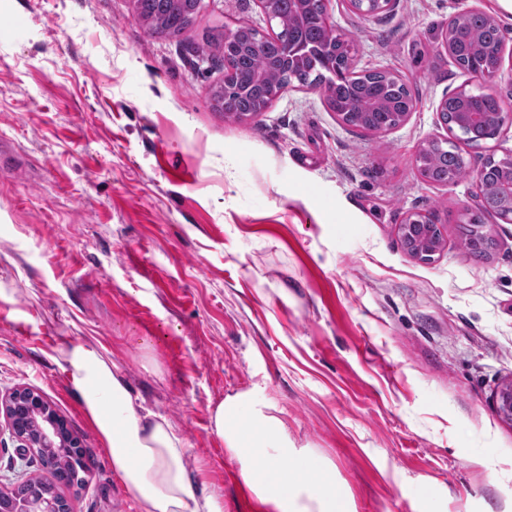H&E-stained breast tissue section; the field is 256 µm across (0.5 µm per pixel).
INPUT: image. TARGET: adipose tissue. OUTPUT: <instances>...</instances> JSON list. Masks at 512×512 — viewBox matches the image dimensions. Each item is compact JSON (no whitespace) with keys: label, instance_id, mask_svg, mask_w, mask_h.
I'll list each match as a JSON object with an SVG mask.
<instances>
[{"label":"adipose tissue","instance_id":"1","mask_svg":"<svg viewBox=\"0 0 512 512\" xmlns=\"http://www.w3.org/2000/svg\"><path fill=\"white\" fill-rule=\"evenodd\" d=\"M58 365L79 393L138 512H224L222 500L200 489L185 463L182 438L166 417L136 405L117 365L93 346L60 350ZM249 427L239 430L235 417ZM213 433L243 459L240 479L272 512H345L336 477L324 468L290 469L288 433L279 418L256 407L249 394L219 401L210 410Z\"/></svg>","mask_w":512,"mask_h":512}]
</instances>
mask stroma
Listing matches in <instances>:
<instances>
[{
    "mask_svg": "<svg viewBox=\"0 0 512 512\" xmlns=\"http://www.w3.org/2000/svg\"><path fill=\"white\" fill-rule=\"evenodd\" d=\"M500 20L491 92L512 113V13L495 0H400L374 18L329 0L355 71L403 76L416 109L384 134L340 124L323 90L288 89L231 121L226 30H267L256 0H202L179 36L133 0H0V395L28 387L87 451L71 512H135L57 350L104 347L181 435L190 473L248 512L210 407L241 392L289 447L331 468L350 512H512V224L481 215L470 174L512 124L459 145L469 173L421 176L439 100L472 83L441 44L458 12ZM411 212L443 234L401 245ZM478 213V212H477Z\"/></svg>",
    "mask_w": 512,
    "mask_h": 512,
    "instance_id": "obj_1",
    "label": "stroma"
}]
</instances>
